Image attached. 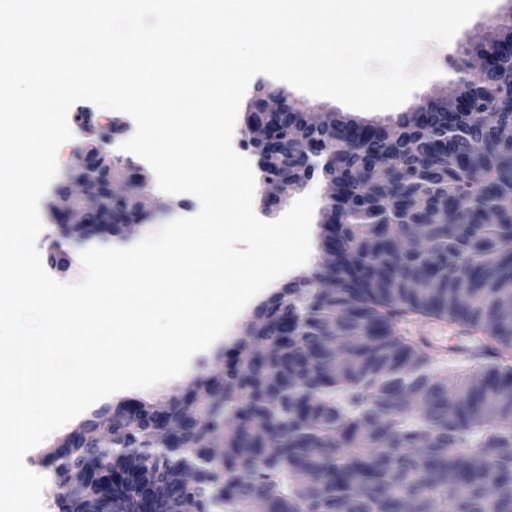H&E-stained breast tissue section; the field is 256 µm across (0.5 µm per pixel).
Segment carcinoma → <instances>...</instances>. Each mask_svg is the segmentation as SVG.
<instances>
[{
    "label": "carcinoma",
    "instance_id": "1",
    "mask_svg": "<svg viewBox=\"0 0 512 512\" xmlns=\"http://www.w3.org/2000/svg\"><path fill=\"white\" fill-rule=\"evenodd\" d=\"M491 26L489 44L459 60L454 97L424 99L389 126L282 115L274 172L311 143L340 157L323 170L345 189L324 224L336 226L339 261L263 303L224 376H193L196 414L178 448L145 443L180 398L94 411L49 464L58 512L84 494L102 512H488L490 500L512 512V311L501 305L512 296V16ZM382 159L392 167L375 185ZM399 225L424 228V243L397 251ZM422 317L481 346L438 364L408 334ZM115 411L127 415L112 425L118 447L140 452L109 466L86 430ZM189 462L186 485L176 474ZM70 468L84 488L69 485ZM134 471L149 481L147 504L121 480Z\"/></svg>",
    "mask_w": 512,
    "mask_h": 512
}]
</instances>
